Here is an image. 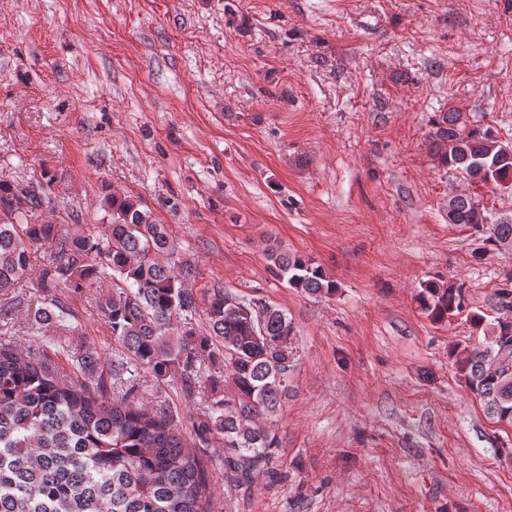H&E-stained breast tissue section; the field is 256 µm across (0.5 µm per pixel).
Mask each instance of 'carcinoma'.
<instances>
[{"label": "carcinoma", "instance_id": "1", "mask_svg": "<svg viewBox=\"0 0 512 512\" xmlns=\"http://www.w3.org/2000/svg\"><path fill=\"white\" fill-rule=\"evenodd\" d=\"M431 148L440 164L483 185L512 186V143L474 126L460 112L432 117ZM48 171L36 183L0 178V290L26 280L30 248L52 244L36 277L43 305L34 322L48 327L71 315L59 292L97 288L112 279L98 308L120 347L121 369L108 381L98 373L97 351L76 360L74 382L39 358L23 357L0 343V512H210L204 456L210 438L224 436V479L248 488L267 470L276 438L265 421L288 389L295 330L288 315L257 298L240 299L222 288L204 295L206 328L192 322L198 303L187 280L193 269L175 261L167 225L130 196L105 198L107 233L83 225L32 221L51 209ZM479 201L448 199V223L480 229ZM486 241L512 245V224H494ZM269 270L308 295H330L336 283L309 258L268 249ZM499 307L512 309V273L495 291ZM420 303L434 322L466 308L461 285L430 281ZM208 362L217 372L202 375ZM468 390L494 419L512 424V319L496 321L487 342L456 360ZM158 382L180 381L188 395L208 392L207 410L195 420L197 446L182 441L173 415L136 401L135 373ZM130 377L121 378V372Z\"/></svg>", "mask_w": 512, "mask_h": 512}]
</instances>
